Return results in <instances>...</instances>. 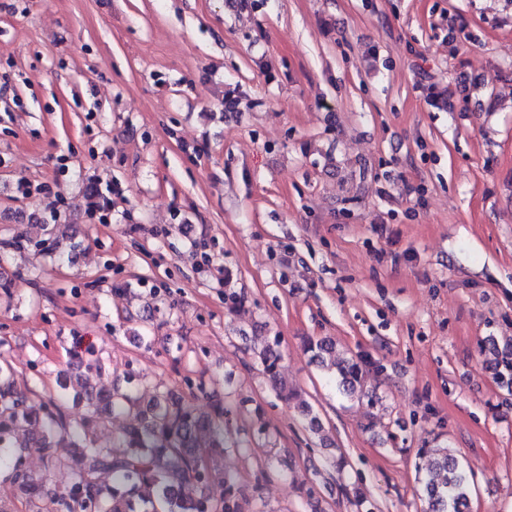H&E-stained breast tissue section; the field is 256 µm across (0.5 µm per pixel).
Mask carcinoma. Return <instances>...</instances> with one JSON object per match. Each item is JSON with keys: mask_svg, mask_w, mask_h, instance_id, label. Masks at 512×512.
I'll return each mask as SVG.
<instances>
[{"mask_svg": "<svg viewBox=\"0 0 512 512\" xmlns=\"http://www.w3.org/2000/svg\"><path fill=\"white\" fill-rule=\"evenodd\" d=\"M70 226L54 224L49 237L35 244L52 252L64 253L63 243L77 247ZM307 351L319 363L332 356L334 374L330 381L350 399L375 400L364 390V375L377 363L353 356L336 357V343L327 339L309 340ZM86 373L105 371L102 352L74 351ZM263 372L277 395L289 401L296 397L279 373L283 355L278 344H268L259 353ZM193 401L167 389L157 391L144 403L129 392L115 387L109 391L90 385L81 387L76 397L84 401L88 418L72 423L62 414L60 404L51 399L38 404L29 401L17 385L9 362L0 359V482L7 483L25 497L31 512H245L247 493L240 486L237 471L224 464L227 449L235 446L230 429L232 410L217 395L207 391L204 382L195 384ZM135 411V423L116 440L114 446L95 444L92 428L119 410ZM307 430L317 435L322 424L312 406H297ZM31 426L39 428L36 437L47 464L58 463L55 448L68 443L74 452L68 461L71 479L67 486L50 487L46 479L31 473L12 440ZM425 463L417 465L421 474L425 512H470L473 476L446 448L418 451ZM111 475L109 482L101 475ZM217 483L224 493L214 497L203 489Z\"/></svg>", "mask_w": 512, "mask_h": 512, "instance_id": "1", "label": "carcinoma"}]
</instances>
